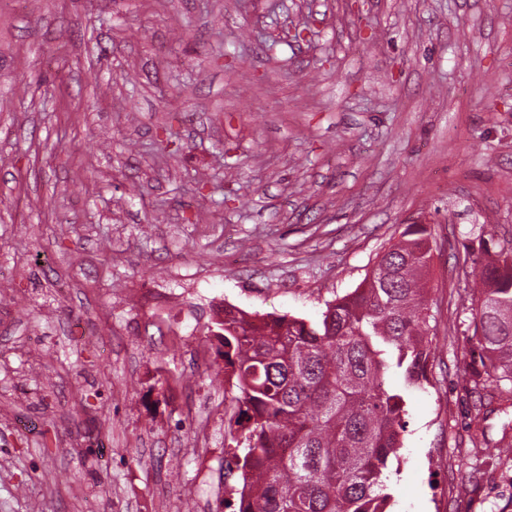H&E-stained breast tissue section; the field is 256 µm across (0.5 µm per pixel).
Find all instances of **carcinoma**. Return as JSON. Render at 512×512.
Returning a JSON list of instances; mask_svg holds the SVG:
<instances>
[{"label": "carcinoma", "mask_w": 512, "mask_h": 512, "mask_svg": "<svg viewBox=\"0 0 512 512\" xmlns=\"http://www.w3.org/2000/svg\"><path fill=\"white\" fill-rule=\"evenodd\" d=\"M426 224H408L354 289L326 303L318 324L237 310L216 322L235 377L230 421L240 432L241 478L233 512H389L390 462L406 429L404 393L430 383L433 349ZM466 382L484 391L472 421L480 443L512 454V421L497 440L483 423L488 388L512 386V240L486 251L470 273Z\"/></svg>", "instance_id": "cac0c4a2"}]
</instances>
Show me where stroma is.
Here are the masks:
<instances>
[{
    "label": "stroma",
    "instance_id": "35a3bbf8",
    "mask_svg": "<svg viewBox=\"0 0 512 512\" xmlns=\"http://www.w3.org/2000/svg\"><path fill=\"white\" fill-rule=\"evenodd\" d=\"M414 222L392 512H512L459 301L512 238V0H0V512H231L219 308L318 323Z\"/></svg>",
    "mask_w": 512,
    "mask_h": 512
}]
</instances>
